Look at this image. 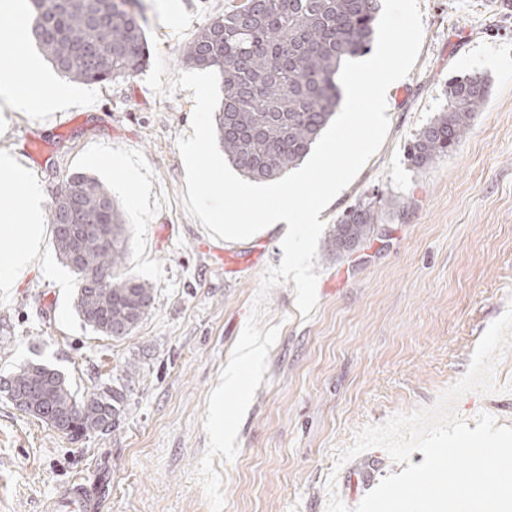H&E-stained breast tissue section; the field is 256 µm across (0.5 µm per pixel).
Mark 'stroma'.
<instances>
[{
  "instance_id": "stroma-1",
  "label": "stroma",
  "mask_w": 512,
  "mask_h": 512,
  "mask_svg": "<svg viewBox=\"0 0 512 512\" xmlns=\"http://www.w3.org/2000/svg\"><path fill=\"white\" fill-rule=\"evenodd\" d=\"M151 52L167 62L162 82L185 69L180 48L230 0H141ZM420 53L395 82L379 149L320 218L370 202L374 234L342 258L318 247V303L296 307L295 284L273 288L260 329L279 326L267 370L242 421L233 461L214 459L224 512H326L335 465L362 474L337 482L349 512L388 474L372 448L339 463L354 433L397 413L433 408L467 372L486 329L512 306V8L498 0H418ZM483 74L490 97L454 152L416 168L418 131L445 106L449 78ZM146 73L77 85L57 130L54 113L25 107L0 128V152L53 197L84 173L109 186L127 228L126 271L155 290L152 313L132 336L112 340L79 319L75 275L46 242L10 294L0 293V377L28 361L60 370L82 394L127 389L116 430L68 439L0 393V512H49L74 480L93 512H211L195 476L206 451L208 396L243 332L267 267L279 266L280 233L227 242L186 209L180 137L192 136L191 91L155 93ZM42 152L26 164L27 139ZM108 154L112 165L91 164ZM399 208H392V201ZM137 375L126 379L124 369ZM496 392L469 389L447 414L475 427L480 413L512 427V346L498 360Z\"/></svg>"
}]
</instances>
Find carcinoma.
<instances>
[{
    "label": "carcinoma",
    "instance_id": "obj_1",
    "mask_svg": "<svg viewBox=\"0 0 512 512\" xmlns=\"http://www.w3.org/2000/svg\"><path fill=\"white\" fill-rule=\"evenodd\" d=\"M31 34L58 73L72 82L101 84L138 75L149 63L140 0H30ZM381 0H240L199 28L181 61L213 69L224 82L214 115L224 156L244 177L276 181L300 165L331 123L341 102L339 73L349 59L371 52ZM491 93V80L472 74L448 81V108L414 137L418 168L456 150ZM49 205V224L61 261L76 275L74 308L84 326L112 339L131 335L154 304L152 286L118 274L125 262L126 223L112 189L74 173ZM377 217L362 204L334 224L326 249L336 257L374 232ZM85 227L81 244L59 229ZM109 272L93 286L88 269ZM6 383L37 402L34 417L56 419L60 433L78 438L119 425L125 388L101 386L78 397L64 375L27 362Z\"/></svg>",
    "mask_w": 512,
    "mask_h": 512
}]
</instances>
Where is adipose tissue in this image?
Listing matches in <instances>:
<instances>
[{
    "label": "adipose tissue",
    "mask_w": 512,
    "mask_h": 512,
    "mask_svg": "<svg viewBox=\"0 0 512 512\" xmlns=\"http://www.w3.org/2000/svg\"><path fill=\"white\" fill-rule=\"evenodd\" d=\"M0 40L10 47L8 55L0 58V72L5 75L4 81L0 82V95L40 112H49L70 102L72 89L55 82L31 57V32L26 24L1 30ZM23 74L29 75L32 82L22 94L13 78ZM0 170L11 175L9 181L0 183V196L7 201L0 209V224L16 227L9 247L0 249V292L6 293L24 278L32 258L40 249L42 197L32 181L18 174L15 160L10 155H0Z\"/></svg>",
    "instance_id": "obj_1"
}]
</instances>
